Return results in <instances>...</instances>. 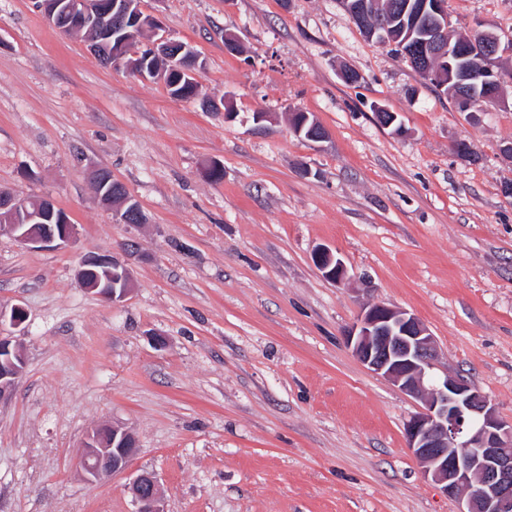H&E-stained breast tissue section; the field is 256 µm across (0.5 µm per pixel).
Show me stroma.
Wrapping results in <instances>:
<instances>
[{"label": "stroma", "mask_w": 512, "mask_h": 512, "mask_svg": "<svg viewBox=\"0 0 512 512\" xmlns=\"http://www.w3.org/2000/svg\"><path fill=\"white\" fill-rule=\"evenodd\" d=\"M141 8L197 52L198 97L106 68L34 0H0V185L78 226L62 249L0 235V306L28 313L13 332L25 373L0 402V512H135L143 471L165 512H458L407 446L421 401L363 365L346 333L363 306L408 310L440 366L512 421V55L501 103L475 118L338 0ZM448 20L507 39L512 0H448ZM229 32L240 53L225 52ZM294 111L326 139L294 136ZM91 168L146 223L103 208ZM322 246L346 281L315 266ZM94 253L128 267L123 302L77 281ZM104 422L138 452L127 474L90 483L77 453Z\"/></svg>", "instance_id": "obj_1"}]
</instances>
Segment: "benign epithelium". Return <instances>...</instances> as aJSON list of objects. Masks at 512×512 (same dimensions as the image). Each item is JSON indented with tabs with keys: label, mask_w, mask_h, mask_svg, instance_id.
<instances>
[{
	"label": "benign epithelium",
	"mask_w": 512,
	"mask_h": 512,
	"mask_svg": "<svg viewBox=\"0 0 512 512\" xmlns=\"http://www.w3.org/2000/svg\"><path fill=\"white\" fill-rule=\"evenodd\" d=\"M353 21L370 38L390 44L399 54L415 60L445 89L456 68L448 57L467 62L454 87L459 89L461 111H471L467 90H491L501 85L496 67L499 54L512 52V40L502 42L490 29L477 28L448 40L447 0H424L417 8L410 2L395 7L396 14L379 16L371 27L365 18L375 15L379 0H339ZM37 7L50 25L73 31L88 27L99 43H116L112 68L129 69L130 48L145 28L159 29L157 20L144 14L140 0H37ZM426 10L437 22L431 38L408 44L391 35L394 16ZM165 56V68L135 71L144 81L161 80L170 90L184 84L194 87L198 56L191 46L159 37L145 48V56ZM97 199L115 213L119 222L140 215V204L125 190H115L112 177L103 169L91 172ZM8 234L29 248H62L75 239L77 225L50 199L28 202L0 187V235ZM313 260L324 276L335 282L346 277L343 262L328 247L315 250ZM76 277L80 284L113 303L124 301L132 291L127 266L110 254L83 257ZM28 318L26 309L15 304L0 306V327L16 329ZM346 343L357 359L383 375L406 394L423 402L422 409L406 423L408 448L421 464L426 479L440 486L444 494L461 502L459 512H512V422L502 420L489 398L458 373L436 374L435 339L416 315L385 304L364 307L358 321L346 334ZM25 359L13 344V337L0 330V401L8 398L23 376ZM137 452V441L127 429L103 425L87 434L80 445L79 464L86 480L94 482L125 472ZM130 492L136 512H165L157 478L144 471L132 479Z\"/></svg>",
	"instance_id": "1"
}]
</instances>
